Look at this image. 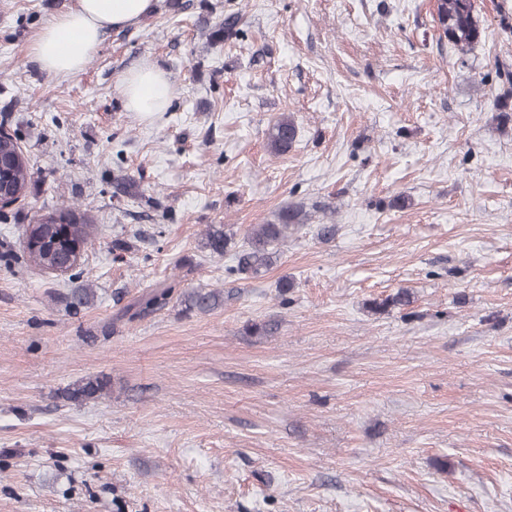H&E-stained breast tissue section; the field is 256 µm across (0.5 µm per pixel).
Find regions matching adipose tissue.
Returning <instances> with one entry per match:
<instances>
[{
	"label": "adipose tissue",
	"mask_w": 512,
	"mask_h": 512,
	"mask_svg": "<svg viewBox=\"0 0 512 512\" xmlns=\"http://www.w3.org/2000/svg\"><path fill=\"white\" fill-rule=\"evenodd\" d=\"M157 0H72L41 28L30 58L40 69L61 78L81 72L107 32L137 26L154 13ZM128 111H167L174 98L168 72L150 62L126 73L120 84Z\"/></svg>",
	"instance_id": "adipose-tissue-1"
}]
</instances>
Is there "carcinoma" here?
<instances>
[{
  "label": "carcinoma",
  "mask_w": 512,
  "mask_h": 512,
  "mask_svg": "<svg viewBox=\"0 0 512 512\" xmlns=\"http://www.w3.org/2000/svg\"><path fill=\"white\" fill-rule=\"evenodd\" d=\"M437 19L442 36L453 48L461 53L467 52L482 38L483 29L475 16L474 0H438ZM506 85L494 96L495 108L502 112V120H512V73H505ZM297 127L294 119L287 113L281 114L272 124L268 133V147L274 153H284L296 140ZM30 180V162L22 151L18 140L6 133L0 136V181L9 187L16 199L25 198ZM308 214L302 207L287 205L276 214L275 221L257 224L248 233L245 245L238 254L237 265L229 268L232 274L246 279L263 276L276 258L279 245L288 234L307 222ZM24 236L33 244L22 248L25 261L45 270L67 264L72 245L85 248L91 236V225L70 207H61L42 215V218L26 227ZM234 245L233 234L226 229L211 225L206 230L203 246L211 254L222 256ZM171 289L144 295L136 304V309L128 316L133 320L145 316L166 304ZM181 304L185 312L206 313L224 302V291L208 288H191L181 292ZM411 294L400 290L381 301H373L371 309L384 311L391 306L407 305ZM108 387L104 379L90 380L68 392V398L79 400L103 392Z\"/></svg>",
  "instance_id": "obj_1"
}]
</instances>
